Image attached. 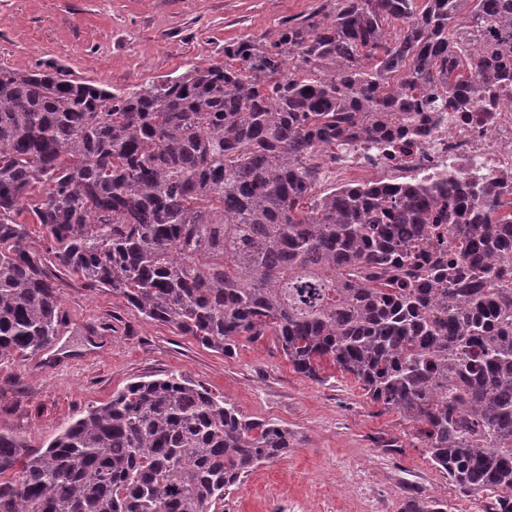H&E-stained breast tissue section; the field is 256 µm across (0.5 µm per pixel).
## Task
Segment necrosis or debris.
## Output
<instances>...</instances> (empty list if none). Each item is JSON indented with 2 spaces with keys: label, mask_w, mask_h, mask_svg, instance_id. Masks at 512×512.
<instances>
[{
  "label": "necrosis or debris",
  "mask_w": 512,
  "mask_h": 512,
  "mask_svg": "<svg viewBox=\"0 0 512 512\" xmlns=\"http://www.w3.org/2000/svg\"><path fill=\"white\" fill-rule=\"evenodd\" d=\"M329 177L373 172L389 180L415 177L457 187L501 189V204L512 215V83L467 97L413 132L391 140L386 150L354 147L328 161Z\"/></svg>",
  "instance_id": "4bbe7bcc"
}]
</instances>
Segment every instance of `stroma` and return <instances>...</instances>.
Segmentation results:
<instances>
[{"instance_id": "1", "label": "stroma", "mask_w": 512, "mask_h": 512, "mask_svg": "<svg viewBox=\"0 0 512 512\" xmlns=\"http://www.w3.org/2000/svg\"><path fill=\"white\" fill-rule=\"evenodd\" d=\"M326 0H0V69L60 68L128 91L190 66L223 60L224 45L300 21ZM63 325L48 347L0 363V431L35 447L81 410L130 382L170 372L223 395L247 416L287 424L294 447L259 466L224 499V512H405L442 501L478 512V500L432 466L399 414L354 379L327 369L317 383L272 341L221 354L141 318L119 295L60 275Z\"/></svg>"}]
</instances>
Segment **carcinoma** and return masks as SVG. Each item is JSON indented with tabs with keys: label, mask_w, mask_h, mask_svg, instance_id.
Wrapping results in <instances>:
<instances>
[{
	"label": "carcinoma",
	"mask_w": 512,
	"mask_h": 512,
	"mask_svg": "<svg viewBox=\"0 0 512 512\" xmlns=\"http://www.w3.org/2000/svg\"><path fill=\"white\" fill-rule=\"evenodd\" d=\"M512 81V0H334L128 92L0 69V362L59 333L57 273L228 353L272 337L412 423L448 481L512 512V218L416 179L321 189L319 157ZM30 213L41 249L31 245ZM288 426L182 374L46 446L0 433V512H217Z\"/></svg>",
	"instance_id": "1"
}]
</instances>
